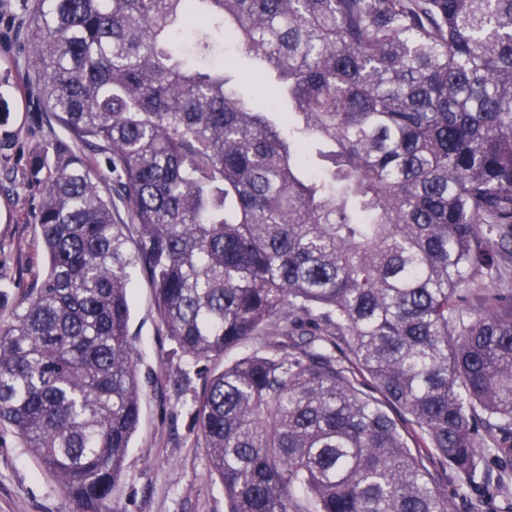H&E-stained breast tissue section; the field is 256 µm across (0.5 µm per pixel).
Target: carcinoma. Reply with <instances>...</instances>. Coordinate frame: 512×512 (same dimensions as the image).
Wrapping results in <instances>:
<instances>
[{"label":"carcinoma","instance_id":"obj_1","mask_svg":"<svg viewBox=\"0 0 512 512\" xmlns=\"http://www.w3.org/2000/svg\"><path fill=\"white\" fill-rule=\"evenodd\" d=\"M22 3L68 137L44 275L0 304V431L73 512H112L139 425L136 269L181 356L256 344L201 369L227 512H450L446 469L483 512V449L512 456V0ZM188 28L259 74L190 67ZM195 38V33L192 31H183L179 32L174 37V45L177 50H179L185 58L188 60V63L193 67H209L214 65L218 61H223L224 56L231 55L235 56L241 67L245 66L246 61L243 58V55L233 46L224 43L223 52L221 50H217L215 54L210 57L206 61H200L193 53L192 46ZM221 53V55H220ZM220 55V57H218Z\"/></svg>","mask_w":512,"mask_h":512}]
</instances>
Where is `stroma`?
<instances>
[{
    "label": "stroma",
    "instance_id": "35a3bbf8",
    "mask_svg": "<svg viewBox=\"0 0 512 512\" xmlns=\"http://www.w3.org/2000/svg\"><path fill=\"white\" fill-rule=\"evenodd\" d=\"M20 0H0V169L26 171L45 143L66 131L34 116L35 96L25 83L29 60L14 37ZM41 184L0 189V299L12 302L17 283L43 272L34 228ZM129 334L138 352L142 385L140 424L112 494L115 512H227L224 488L209 469L194 420V400L205 380L195 365L172 354L143 273L130 289ZM59 485L44 476L26 449L0 436V512H70Z\"/></svg>",
    "mask_w": 512,
    "mask_h": 512
}]
</instances>
